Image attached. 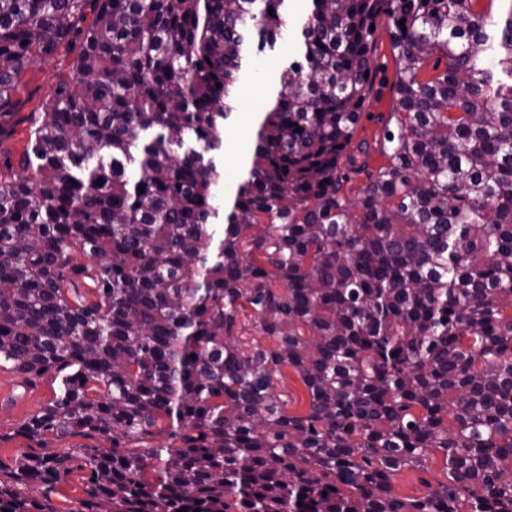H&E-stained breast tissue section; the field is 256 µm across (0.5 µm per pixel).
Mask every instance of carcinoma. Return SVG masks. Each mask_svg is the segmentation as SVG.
Segmentation results:
<instances>
[{"label":"carcinoma","instance_id":"obj_1","mask_svg":"<svg viewBox=\"0 0 512 512\" xmlns=\"http://www.w3.org/2000/svg\"><path fill=\"white\" fill-rule=\"evenodd\" d=\"M306 2L227 195L293 0H0V112L73 57L0 157V369L59 381L0 512H56L50 439L89 433L83 512H512V0ZM382 27L395 104L357 141ZM436 453L445 481L394 494ZM295 52L294 39H288V43L284 44L278 52L271 54L259 55L252 58L246 79L239 88V106L235 112L234 118L226 126L227 139H239L249 146L253 145V132L255 125L253 124V113L256 110H264L265 100L270 101L274 95L275 82L271 79L267 80L262 86L260 93L258 79L264 65L272 60L282 62L288 57L291 58ZM264 97V98H263ZM72 59L67 57L63 61L61 58L42 57L21 75L20 87L14 96L19 100V117L31 112L39 116L43 112L42 103L54 95L60 81L59 75ZM280 388L288 394V411L291 414L305 412L308 408V396L292 369L282 368Z\"/></svg>","mask_w":512,"mask_h":512}]
</instances>
